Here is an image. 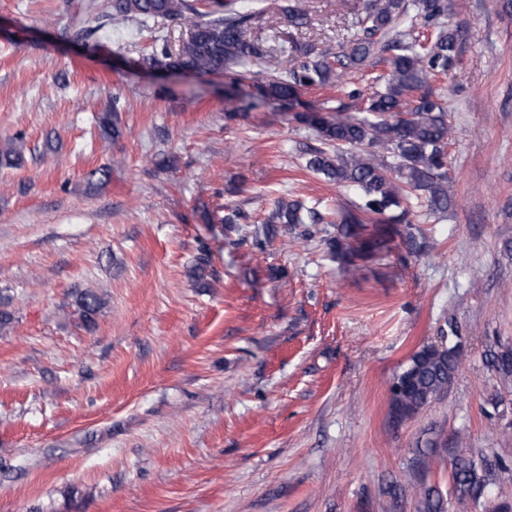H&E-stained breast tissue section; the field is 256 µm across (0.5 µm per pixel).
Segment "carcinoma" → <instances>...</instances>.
Returning a JSON list of instances; mask_svg holds the SVG:
<instances>
[{
	"mask_svg": "<svg viewBox=\"0 0 512 512\" xmlns=\"http://www.w3.org/2000/svg\"><path fill=\"white\" fill-rule=\"evenodd\" d=\"M415 15L404 28V0H353L349 46L339 53L317 52L306 45L300 54L281 61V67L256 85L257 98L285 105L298 101L301 90L336 86L342 95L327 113L303 116L326 148L311 151L307 170L343 187H354L363 204L336 216V236L327 240L333 255L347 272L359 270V262L390 252L395 242L418 257L431 254L426 237L408 229L413 201L426 203L429 213L442 215L452 204L447 158L451 140L448 108L435 93L434 82L454 68L460 54L457 29L448 22V0H413ZM105 16L145 23L151 19L177 20L190 30L177 52L163 47L149 64L173 73L211 75L230 73L237 82L247 76L246 67L259 65L267 51L259 39H249L246 29L255 16L241 12L236 0H226L222 12H205L196 0H108ZM279 11L298 31L310 22L306 0H280ZM385 66L363 90L348 77L368 67ZM358 111H352V108ZM101 135L114 141L123 135L117 112L97 117ZM24 163L20 147L11 143L0 149V168ZM325 216L301 200H282L255 229L261 245L278 234V225L323 224ZM101 299L92 290L74 294L73 316L91 331ZM496 371L512 376V350L490 351ZM462 362V353L450 343L434 350L422 347L394 376L390 387V413L400 419L416 415L444 391ZM450 458L448 500L456 512H468L484 498L505 466L499 453L471 455L446 449ZM436 448H419L415 454L414 481L409 483L422 512H445L437 487L424 476L436 465Z\"/></svg>",
	"mask_w": 512,
	"mask_h": 512,
	"instance_id": "cac0c4a2",
	"label": "carcinoma"
}]
</instances>
